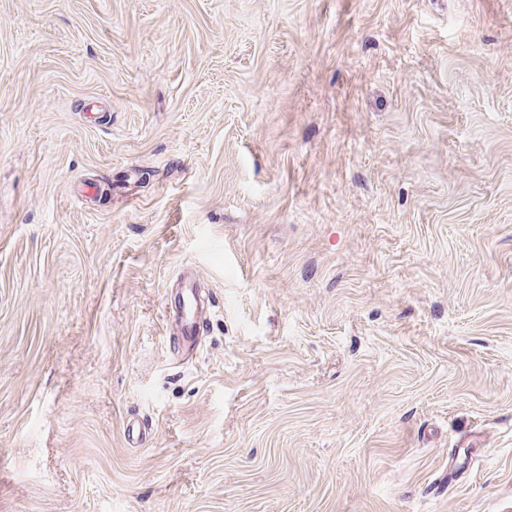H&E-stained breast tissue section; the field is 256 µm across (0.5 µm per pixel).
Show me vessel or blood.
<instances>
[{
    "label": "vessel or blood",
    "mask_w": 512,
    "mask_h": 512,
    "mask_svg": "<svg viewBox=\"0 0 512 512\" xmlns=\"http://www.w3.org/2000/svg\"><path fill=\"white\" fill-rule=\"evenodd\" d=\"M177 278L181 288L175 302L167 308L166 316L175 329L179 349L190 358L199 351L205 321L200 300L201 281L190 267L181 269Z\"/></svg>",
    "instance_id": "vessel-or-blood-1"
}]
</instances>
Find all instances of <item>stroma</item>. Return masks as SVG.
Wrapping results in <instances>:
<instances>
[{"label": "stroma", "mask_w": 512, "mask_h": 512, "mask_svg": "<svg viewBox=\"0 0 512 512\" xmlns=\"http://www.w3.org/2000/svg\"><path fill=\"white\" fill-rule=\"evenodd\" d=\"M0 512H512V0H0ZM177 279L181 282L179 294L165 314L175 329L179 349L185 358H190L199 352L205 321L200 300L201 281L191 267L181 269Z\"/></svg>", "instance_id": "obj_1"}]
</instances>
